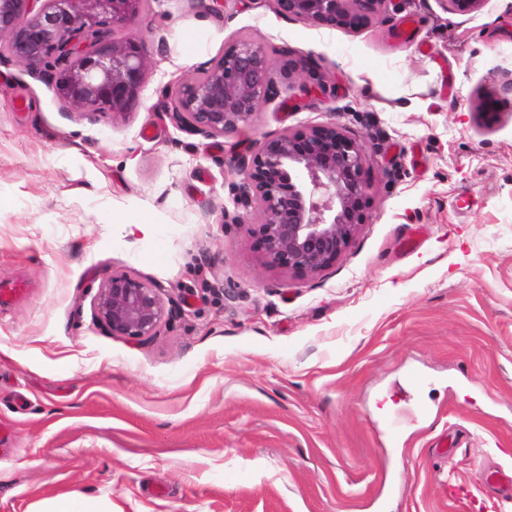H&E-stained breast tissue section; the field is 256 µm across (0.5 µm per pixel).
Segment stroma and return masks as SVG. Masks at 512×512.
Here are the masks:
<instances>
[{
    "label": "stroma",
    "mask_w": 512,
    "mask_h": 512,
    "mask_svg": "<svg viewBox=\"0 0 512 512\" xmlns=\"http://www.w3.org/2000/svg\"><path fill=\"white\" fill-rule=\"evenodd\" d=\"M134 31L148 78L123 114L0 64V279L28 285L0 307V512H512L484 484L512 470V0H398L358 30L146 0ZM242 37L306 71L238 133L178 128L166 92ZM328 122L367 146V221L318 275L266 268L240 159ZM116 271L162 287L157 336L95 323ZM80 500L81 496L60 495L51 500L50 507L47 510H34L33 512H98L87 507L86 503Z\"/></svg>",
    "instance_id": "stroma-1"
}]
</instances>
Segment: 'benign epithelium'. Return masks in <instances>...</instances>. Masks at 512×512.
Wrapping results in <instances>:
<instances>
[{"mask_svg": "<svg viewBox=\"0 0 512 512\" xmlns=\"http://www.w3.org/2000/svg\"><path fill=\"white\" fill-rule=\"evenodd\" d=\"M279 13L314 26L355 30L394 0H274ZM453 14L478 12L486 0H440ZM142 0H0V60L51 77L56 95L82 112L127 111L147 76L146 52L130 28ZM304 61L273 59L264 46L242 38L204 69L177 85L171 114L177 126L205 137L244 129L281 77L294 80ZM366 146L330 122L287 131L260 142L242 159L244 191L238 203L257 207L250 227L264 264L301 276L331 267L366 221L369 186ZM168 312L161 288L114 273L93 303L94 320L114 336L158 334Z\"/></svg>", "mask_w": 512, "mask_h": 512, "instance_id": "obj_1", "label": "benign epithelium"}]
</instances>
